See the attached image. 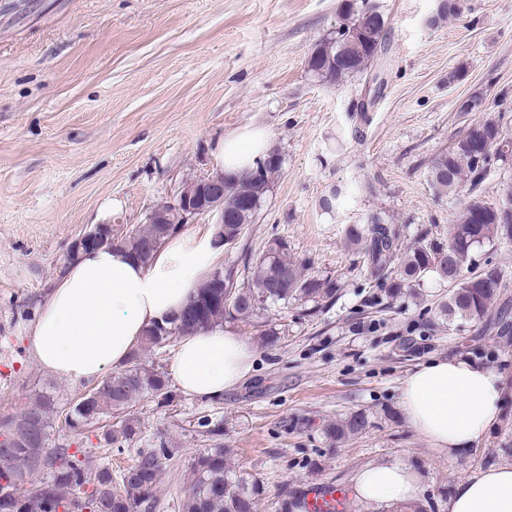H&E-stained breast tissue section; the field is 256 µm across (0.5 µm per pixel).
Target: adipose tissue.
I'll return each instance as SVG.
<instances>
[{"instance_id": "ef3b65f1", "label": "adipose tissue", "mask_w": 512, "mask_h": 512, "mask_svg": "<svg viewBox=\"0 0 512 512\" xmlns=\"http://www.w3.org/2000/svg\"><path fill=\"white\" fill-rule=\"evenodd\" d=\"M268 149L259 129L226 137L222 170L242 174ZM217 257L209 231L169 239L146 266L116 247L82 253L50 290L30 329L35 360L71 381L124 365L143 329L179 315ZM252 360L244 336L217 326L181 338L172 373L185 395L216 398L245 381ZM503 395L502 378L493 370L464 356L433 359L407 376L400 408L419 436L452 455L497 423ZM353 490L366 504L405 505L419 498L422 477L402 462L374 463L358 472ZM448 512H512V461L460 481Z\"/></svg>"}]
</instances>
